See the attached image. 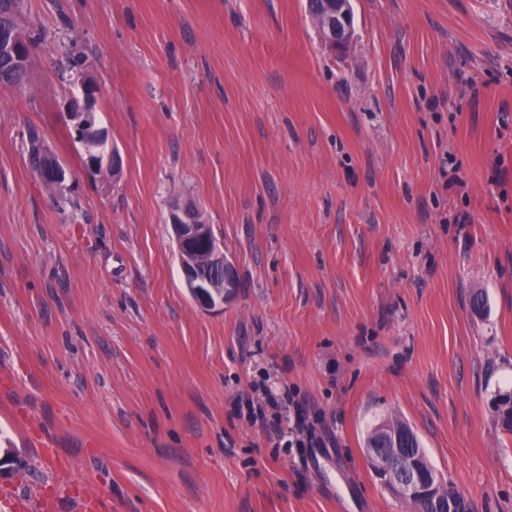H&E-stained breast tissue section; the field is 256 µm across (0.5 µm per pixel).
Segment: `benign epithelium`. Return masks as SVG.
Here are the masks:
<instances>
[{
	"label": "benign epithelium",
	"instance_id": "obj_1",
	"mask_svg": "<svg viewBox=\"0 0 512 512\" xmlns=\"http://www.w3.org/2000/svg\"><path fill=\"white\" fill-rule=\"evenodd\" d=\"M308 10L330 47L344 50L352 36L349 0H308ZM0 48L10 55L14 72L22 74L29 69L26 38L20 29L0 34ZM96 94L94 85L86 84L82 101L70 105L68 116L78 135L92 133L100 140L101 132L90 126ZM42 173L58 183L66 179V170L58 166L50 152L46 154ZM169 223L178 249L183 285L194 304L206 310L224 303L238 287V279L202 211L192 202L175 198ZM492 408L498 419L512 421V391L498 392ZM367 456L381 482L393 494L414 504L417 512H473L469 500L432 468L408 429L389 431V447L369 448Z\"/></svg>",
	"mask_w": 512,
	"mask_h": 512
}]
</instances>
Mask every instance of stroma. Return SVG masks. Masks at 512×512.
I'll return each instance as SVG.
<instances>
[{
	"instance_id": "1",
	"label": "stroma",
	"mask_w": 512,
	"mask_h": 512,
	"mask_svg": "<svg viewBox=\"0 0 512 512\" xmlns=\"http://www.w3.org/2000/svg\"><path fill=\"white\" fill-rule=\"evenodd\" d=\"M350 6L339 53L305 0H24L41 44L0 87V436L24 465L0 512H409L366 461L392 415L474 512H512V0ZM86 76L116 181L68 117ZM33 127L64 187L30 169ZM175 196L236 269L210 311Z\"/></svg>"
}]
</instances>
